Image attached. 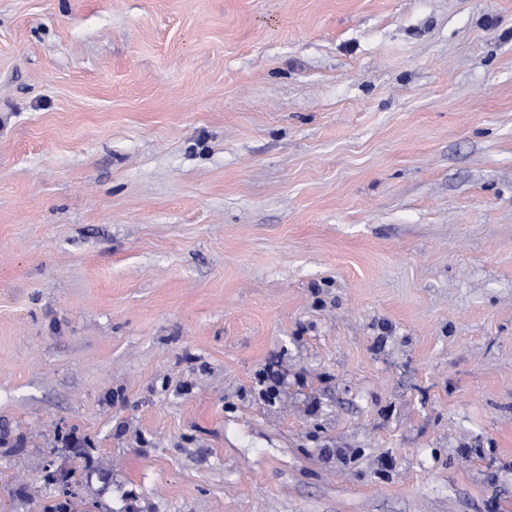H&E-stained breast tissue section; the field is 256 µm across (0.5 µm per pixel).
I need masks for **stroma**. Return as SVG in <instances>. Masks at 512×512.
I'll use <instances>...</instances> for the list:
<instances>
[{
	"mask_svg": "<svg viewBox=\"0 0 512 512\" xmlns=\"http://www.w3.org/2000/svg\"><path fill=\"white\" fill-rule=\"evenodd\" d=\"M512 512V0H0V512Z\"/></svg>",
	"mask_w": 512,
	"mask_h": 512,
	"instance_id": "35a3bbf8",
	"label": "stroma"
}]
</instances>
